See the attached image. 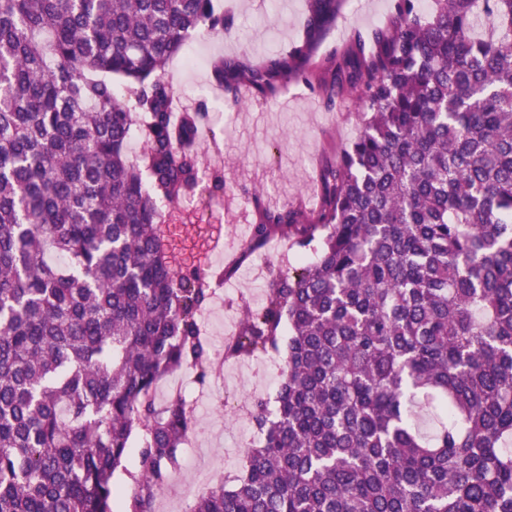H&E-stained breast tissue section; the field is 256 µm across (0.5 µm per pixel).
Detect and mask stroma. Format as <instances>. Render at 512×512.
Returning a JSON list of instances; mask_svg holds the SVG:
<instances>
[{"mask_svg":"<svg viewBox=\"0 0 512 512\" xmlns=\"http://www.w3.org/2000/svg\"><path fill=\"white\" fill-rule=\"evenodd\" d=\"M388 3L345 0L317 48V58L343 48L346 31L369 32L381 26L390 14ZM305 8V0H239L234 10L235 33L223 38L202 31L190 41V49L204 56L205 66L187 70L178 57L169 64L166 77L177 90L181 105L188 108L201 100L208 105L215 138L203 158L204 167L223 172L224 193L235 205L219 209L200 190L178 203H162L167 225H181L188 211H195L196 223L206 225L208 236L223 240L230 251H240L239 209L251 204L248 189H260L267 198L299 196L307 180L317 179L321 166L336 159L355 139L360 121L354 97H344L334 108L326 109L310 103L303 83L290 82L284 86L293 98L289 109H282L277 99L228 106L211 83L210 64L220 56L255 58L268 48L280 50L294 43ZM287 251L286 242H273L247 254L241 266L229 273L232 286L224 291V308L230 318H237L241 305L259 308L258 297L265 292L267 278L272 269L282 266ZM279 365L278 356L261 353L226 371L224 398L210 401L189 435L190 441H205L207 459L225 480L238 475L246 448L260 438L252 424L253 402L258 398L274 400Z\"/></svg>","mask_w":512,"mask_h":512,"instance_id":"stroma-1","label":"stroma"}]
</instances>
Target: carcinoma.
<instances>
[{"label":"carcinoma","instance_id":"1","mask_svg":"<svg viewBox=\"0 0 512 512\" xmlns=\"http://www.w3.org/2000/svg\"><path fill=\"white\" fill-rule=\"evenodd\" d=\"M341 5L307 0L302 38L259 64L212 65L234 100L355 94L362 125L316 210L258 209L246 252L282 236L315 259L241 309L224 359L280 357L276 408L254 401L243 473L189 512H512V0H396L318 76ZM234 27L213 0H0V512H114L135 438L123 512H153L180 465L192 409L155 392L213 373L217 273L162 231L157 200L200 181L207 112L175 118L165 67ZM421 400L445 419L430 434Z\"/></svg>","mask_w":512,"mask_h":512}]
</instances>
